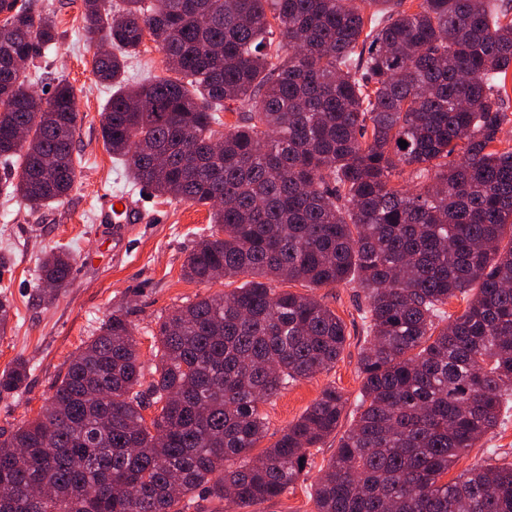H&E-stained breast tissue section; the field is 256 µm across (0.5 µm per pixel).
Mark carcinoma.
Masks as SVG:
<instances>
[{"label": "carcinoma", "mask_w": 512, "mask_h": 512, "mask_svg": "<svg viewBox=\"0 0 512 512\" xmlns=\"http://www.w3.org/2000/svg\"><path fill=\"white\" fill-rule=\"evenodd\" d=\"M3 2L0 159L15 168L0 188L40 208L77 180L79 113L63 78L47 98L30 90L25 64L61 39L54 17ZM405 2L83 0L86 41L109 48L92 72L117 88L106 149L134 184L211 209L185 279L245 282L161 321L149 381L128 312H113L46 411L0 433V512H188L199 490L240 508L283 494L347 400L325 388L254 455L260 405L334 366L347 334L314 295L274 282L354 283L366 302L360 399L316 512H512V464L441 482L512 410V149L493 148L512 0ZM374 4L388 9L367 27ZM147 37L171 75L129 85L125 59ZM230 102L244 111L221 134ZM406 171L414 192L396 183ZM72 262L52 250L40 281L66 287ZM453 298L458 315L443 310ZM29 374L15 360L0 394Z\"/></svg>", "instance_id": "1"}]
</instances>
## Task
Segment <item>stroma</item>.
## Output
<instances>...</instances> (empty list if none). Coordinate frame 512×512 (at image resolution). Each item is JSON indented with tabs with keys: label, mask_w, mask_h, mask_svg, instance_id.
Wrapping results in <instances>:
<instances>
[{
	"label": "stroma",
	"mask_w": 512,
	"mask_h": 512,
	"mask_svg": "<svg viewBox=\"0 0 512 512\" xmlns=\"http://www.w3.org/2000/svg\"><path fill=\"white\" fill-rule=\"evenodd\" d=\"M33 5L53 13L63 33L56 50L41 59L43 78L34 87L50 92L61 77L73 87L79 110L75 152L82 168L66 199L37 211L0 192V295L13 305L7 332L0 337V370L19 357L31 367L19 392L0 396V431L16 429L45 410L68 360L98 334L112 312H127L143 366L150 371L157 362L154 336L163 317L203 296L234 288L226 280L199 284L181 276L187 255L209 226L208 207L152 195L133 184L126 164L106 150L101 114L112 89L92 73L82 0H33ZM117 192L139 200L146 215L143 223L96 222L101 200ZM60 246L73 255L72 274L66 288L45 302L38 289L39 263ZM314 294L344 322V352L335 366L294 383L262 405L268 430L260 448L272 445L327 386H335L349 402L358 398L364 297L351 286L318 288ZM338 443L334 434L314 449L310 465L284 494L241 509L233 506L229 512H315L314 487ZM492 455L498 462L512 463V417L461 455L448 475L456 477Z\"/></svg>",
	"instance_id": "35a3bbf8"
}]
</instances>
